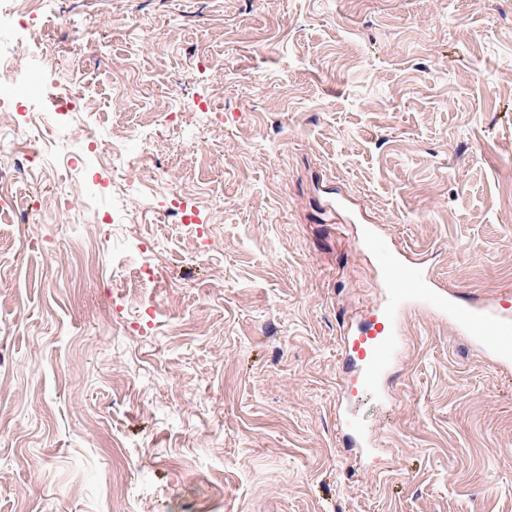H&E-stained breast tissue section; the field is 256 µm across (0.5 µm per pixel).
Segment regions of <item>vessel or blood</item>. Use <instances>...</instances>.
I'll return each instance as SVG.
<instances>
[{"mask_svg": "<svg viewBox=\"0 0 512 512\" xmlns=\"http://www.w3.org/2000/svg\"><path fill=\"white\" fill-rule=\"evenodd\" d=\"M364 242L387 274V299L372 321L342 333L345 361L358 369V389L381 394L386 374L403 351L402 318L411 310L448 322L459 334L478 339L499 364H512V315L439 285L415 252L385 246L376 229H368Z\"/></svg>", "mask_w": 512, "mask_h": 512, "instance_id": "b4317fda", "label": "vessel or blood"}]
</instances>
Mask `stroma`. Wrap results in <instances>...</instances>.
I'll return each instance as SVG.
<instances>
[{"label": "stroma", "mask_w": 512, "mask_h": 512, "mask_svg": "<svg viewBox=\"0 0 512 512\" xmlns=\"http://www.w3.org/2000/svg\"><path fill=\"white\" fill-rule=\"evenodd\" d=\"M50 8L17 52L55 146L0 112V512H512V367L412 312L390 397L355 399L340 348L371 224L512 295V0ZM87 133L126 138L122 179Z\"/></svg>", "instance_id": "stroma-1"}]
</instances>
